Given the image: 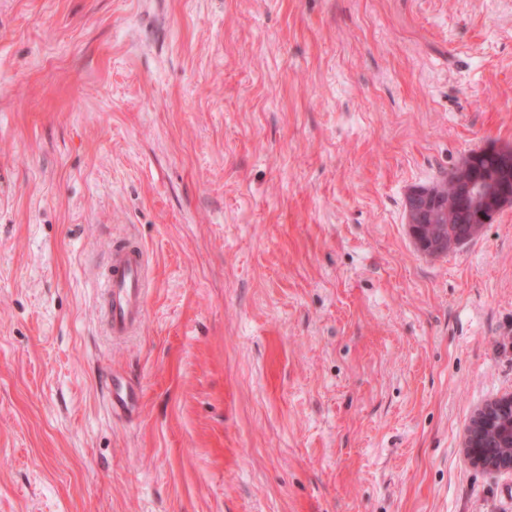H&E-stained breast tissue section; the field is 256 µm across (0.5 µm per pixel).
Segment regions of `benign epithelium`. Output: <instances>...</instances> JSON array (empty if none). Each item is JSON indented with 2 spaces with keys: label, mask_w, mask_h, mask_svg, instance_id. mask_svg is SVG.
<instances>
[{
  "label": "benign epithelium",
  "mask_w": 512,
  "mask_h": 512,
  "mask_svg": "<svg viewBox=\"0 0 512 512\" xmlns=\"http://www.w3.org/2000/svg\"><path fill=\"white\" fill-rule=\"evenodd\" d=\"M495 171L487 176L477 173V162L461 164L458 191L468 200L480 223L466 225L465 238L479 235L500 212L512 205V148H494ZM442 189L437 186L416 188L407 200V224L410 234L425 256L439 257L457 247L448 241L443 224ZM463 449L470 463L494 472H512V393L504 394L479 408L468 428Z\"/></svg>",
  "instance_id": "7a95c632"
}]
</instances>
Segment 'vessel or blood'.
I'll list each match as a JSON object with an SVG mask.
<instances>
[{"label": "vessel or blood", "mask_w": 512, "mask_h": 512, "mask_svg": "<svg viewBox=\"0 0 512 512\" xmlns=\"http://www.w3.org/2000/svg\"><path fill=\"white\" fill-rule=\"evenodd\" d=\"M146 270L147 258L141 247L126 241L113 246L102 303L103 320L113 338L135 335L146 319Z\"/></svg>", "instance_id": "vessel-or-blood-1"}]
</instances>
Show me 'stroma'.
<instances>
[{"label":"stroma","instance_id":"obj_1","mask_svg":"<svg viewBox=\"0 0 512 512\" xmlns=\"http://www.w3.org/2000/svg\"><path fill=\"white\" fill-rule=\"evenodd\" d=\"M491 143L512 0H0V512H512L462 449L512 393V207L437 258L406 223ZM109 266L103 320L113 338L124 339L134 336L146 319L147 258L141 247L120 241L112 247Z\"/></svg>","mask_w":512,"mask_h":512}]
</instances>
